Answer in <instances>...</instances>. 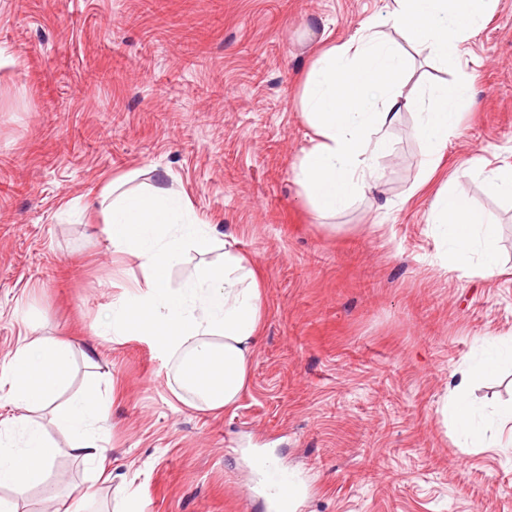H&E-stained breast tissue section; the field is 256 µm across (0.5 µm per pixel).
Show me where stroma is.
<instances>
[{
  "mask_svg": "<svg viewBox=\"0 0 512 512\" xmlns=\"http://www.w3.org/2000/svg\"><path fill=\"white\" fill-rule=\"evenodd\" d=\"M389 12L390 0H0V362L27 336L76 339L100 355L110 412L101 478L32 412L59 453L24 512H45L49 486L80 512H270L261 456L295 474V512H512V447H466L436 413L489 339L512 336V201L468 171L512 164V0L464 46L477 104L422 192L411 110L378 189L350 208L317 218L295 179L313 26L336 44L371 24L394 39ZM133 169L187 193L257 266L266 318L231 409L177 399L158 337L95 333L145 273L64 204ZM450 176L494 217L497 277L444 261L426 218ZM470 398L491 424L512 403V368Z\"/></svg>",
  "mask_w": 512,
  "mask_h": 512,
  "instance_id": "1",
  "label": "stroma"
}]
</instances>
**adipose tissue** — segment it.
<instances>
[{
  "label": "adipose tissue",
  "mask_w": 512,
  "mask_h": 512,
  "mask_svg": "<svg viewBox=\"0 0 512 512\" xmlns=\"http://www.w3.org/2000/svg\"><path fill=\"white\" fill-rule=\"evenodd\" d=\"M493 0H393L391 20L399 39L384 37L374 27L339 45L318 40L324 51L312 56L301 98L302 113L314 138L295 165V177L310 208L326 218L374 190L382 179L381 160L391 146V129L402 111L419 108L413 131L425 146L421 168L432 176L449 140L459 128V107L473 104L470 76L458 71L452 82L429 88L425 102L406 90L412 69L407 47L417 48L440 63L456 61L463 44L485 23ZM129 171L108 181L89 210L99 211L107 240L134 254L146 272L143 286L123 304L106 310L118 334L161 336L177 361L178 389L206 410L234 406L243 393L261 338L266 308L252 260L225 250L222 259L198 265L172 285L171 273L188 252L206 256L216 238L198 222L190 199L166 184L139 183ZM454 264L467 254L480 258L479 274L501 271L492 218L458 194L452 182L434 196L428 211ZM495 353L462 371L442 416L461 429H471L474 408L466 392L497 372L503 357L512 358V337L494 338ZM80 348L48 336L20 344L0 366V401L21 408L20 416L0 420V512H17L33 486L49 472L57 456L42 425L26 418L29 410L52 409V421L71 435V453L86 465L99 462L103 448L94 437L109 414L93 389L56 402L68 386Z\"/></svg>",
  "instance_id": "ef3b65f1"
}]
</instances>
